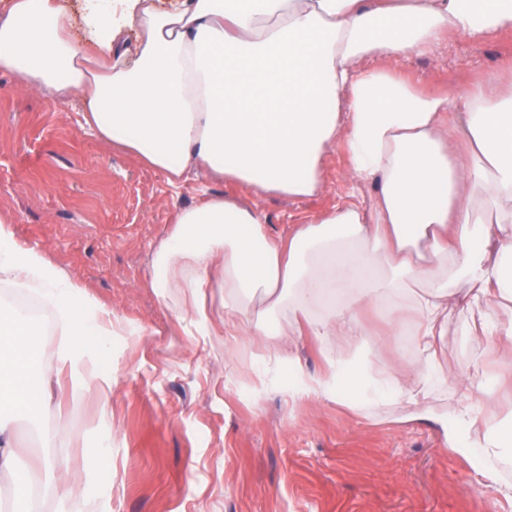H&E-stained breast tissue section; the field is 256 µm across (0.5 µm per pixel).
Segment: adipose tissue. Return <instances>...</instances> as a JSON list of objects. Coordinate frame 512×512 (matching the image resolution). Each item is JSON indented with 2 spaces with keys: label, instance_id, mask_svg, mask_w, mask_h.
<instances>
[{
  "label": "adipose tissue",
  "instance_id": "1",
  "mask_svg": "<svg viewBox=\"0 0 512 512\" xmlns=\"http://www.w3.org/2000/svg\"><path fill=\"white\" fill-rule=\"evenodd\" d=\"M119 16L81 19L86 46L59 0H11L0 11V71L56 104L84 102V129L178 184L207 169L291 197L322 190L323 162L349 159L354 184H376L370 208L355 203L269 235L262 213L220 194L177 212L156 244L148 285L189 316L197 336L223 335L225 353L261 344L295 369L299 394L335 400L349 387L381 403L422 404L427 390L386 376L369 359L330 360L306 377L301 337L356 344L367 306L413 333L416 362L440 371L448 312L467 308L471 341L503 339L512 353V75L491 74L465 92L425 95L369 59H404L448 33L479 38L512 31V0H183L159 11L115 0ZM137 24L134 47L119 34ZM0 283L26 289L54 316L55 365L44 370L38 325L0 301V476L8 512H39L62 496L83 512L79 480L54 478L55 458L19 466L14 424L42 447L56 435L40 421L46 387L95 380L83 341L112 333V314L62 269L20 244L0 218ZM449 453L486 471L512 455V414L493 422L464 407L443 425Z\"/></svg>",
  "mask_w": 512,
  "mask_h": 512
}]
</instances>
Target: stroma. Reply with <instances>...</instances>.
<instances>
[{"mask_svg":"<svg viewBox=\"0 0 512 512\" xmlns=\"http://www.w3.org/2000/svg\"><path fill=\"white\" fill-rule=\"evenodd\" d=\"M422 91L468 89L512 65V33L447 44L405 60L375 59ZM79 104L53 106L0 72V218L15 240L43 251L110 308L124 331L90 339L94 373L114 381L107 397L54 387L46 425L63 439L62 465L93 475L85 512H512L497 493L512 461L476 471L448 454L441 423L465 405L512 407V359L473 347L470 315H448L443 379L427 403L403 397L375 405L347 390L340 401L291 398L287 366L268 361L271 380L252 391L242 361L224 356L220 336H194L147 285L155 244L175 213L204 193L257 204L273 237L346 202L370 205L374 185L347 177L332 154L324 189L295 198L259 194L201 170L179 185L82 129ZM362 348L389 371L414 360L412 347L366 316Z\"/></svg>","mask_w":512,"mask_h":512,"instance_id":"obj_1","label":"stroma"}]
</instances>
